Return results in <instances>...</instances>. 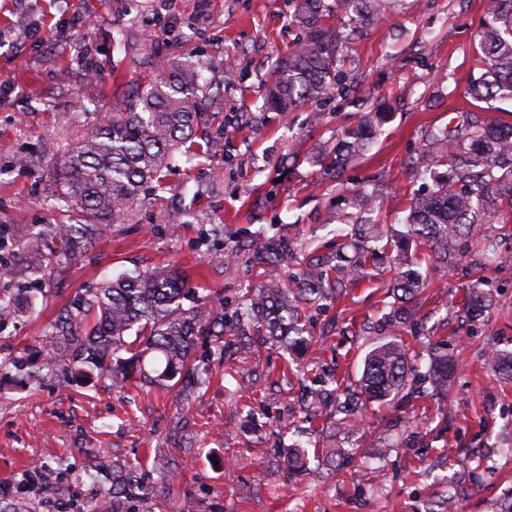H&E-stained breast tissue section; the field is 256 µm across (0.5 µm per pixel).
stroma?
<instances>
[{
	"instance_id": "stroma-1",
	"label": "stroma",
	"mask_w": 512,
	"mask_h": 512,
	"mask_svg": "<svg viewBox=\"0 0 512 512\" xmlns=\"http://www.w3.org/2000/svg\"><path fill=\"white\" fill-rule=\"evenodd\" d=\"M482 19V0H405L345 54L356 103L330 99L283 114L261 93L301 37L289 0H0V79L9 83L0 91V290L17 282L11 228L67 220L47 201L53 164L155 78L159 59L212 66L207 132L224 134L223 153L177 152L165 190L106 227L81 263L52 271L33 309L0 324V358L22 350L44 358L45 327L86 288L157 266L233 308L267 277L250 251L257 230L291 240L292 259L279 269L288 276L308 253H329L359 189L380 185L373 217L402 229L411 197L432 185L414 177L410 159L431 150L430 133L450 118L489 113L464 95L482 71ZM97 59L106 67L92 81ZM376 106L383 115L371 149L341 172L321 167ZM214 224L224 227L220 248L199 242ZM409 261L427 280L412 303L417 327L383 319L396 273L383 258L329 307L306 309L312 342L300 355L249 330L226 334L223 358H211L210 382L193 396L137 377L117 392L96 375L29 385L0 374V512H88L125 464L154 493L122 498L123 512H443L451 490L456 512H512V435L503 429L512 381L483 368L490 350H512V265L484 269L492 303L473 323L466 262L417 250ZM382 336L409 346L411 398L369 402L340 421L306 417L319 380L334 378L341 401L357 391ZM438 343L462 365L444 397L419 391ZM294 443L308 457L292 477L280 450ZM164 461L177 469L170 485L156 471Z\"/></svg>"
}]
</instances>
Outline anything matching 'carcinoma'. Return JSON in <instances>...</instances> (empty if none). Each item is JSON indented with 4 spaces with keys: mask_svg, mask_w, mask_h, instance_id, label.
<instances>
[{
    "mask_svg": "<svg viewBox=\"0 0 512 512\" xmlns=\"http://www.w3.org/2000/svg\"><path fill=\"white\" fill-rule=\"evenodd\" d=\"M393 0H336L348 20L345 25L386 19ZM484 19L477 33L483 72L470 81L467 94L475 101L512 104V0H483ZM325 0H293V21L304 37L279 62L276 78L266 89L265 106L293 112L329 96L348 98L355 84L343 69L345 47L341 27L326 21ZM159 78L132 91L123 111L78 138L52 171L55 199L72 213L69 224H50L34 231L18 225L11 244L32 260L11 293L0 292V322L27 312L33 303L26 281L47 275L51 265L81 260L87 244L103 227L123 224L143 202L146 187L164 184L174 153L195 144L196 127L204 119L202 101L209 80L203 63H160ZM375 132L368 115L345 131L334 153L323 158L329 169H342L350 157L365 153ZM436 155L424 172L436 166L447 171L436 189L411 198L403 231L384 224L345 220L350 231L336 230V252L312 256L302 272L283 285L278 267L290 251L284 240L257 248L255 260L269 270V278L244 300L236 314L218 312L199 298L197 289L174 268L156 267L136 276L122 275L86 289L76 310H66L45 329L50 352L41 363L26 366L21 357L0 363L27 370L33 382L56 371H98L110 378L112 388L124 389L142 373L152 354L163 364L153 378L164 386L180 374L190 384L201 364L224 355V330L251 327L263 340L291 352L309 342L299 314L301 306H329L342 292L368 275L380 256L406 257L412 242L449 265L477 247L488 262L512 264V251L478 235V226L499 216L512 221V123L489 116L460 128L446 126L432 133ZM355 250L352 259L343 250ZM484 280L470 285L467 306L473 319L481 316L491 297ZM424 288L416 272H400L392 284L393 296L410 303ZM191 306L184 307V302ZM129 357L124 358L121 353ZM490 370L512 378V352L497 349L485 356ZM461 365L448 352L431 349L425 383L436 396L448 394V385ZM407 349L398 336L378 339L364 361L359 395L367 400H394L405 385Z\"/></svg>",
    "mask_w": 512,
    "mask_h": 512,
    "instance_id": "1",
    "label": "carcinoma"
}]
</instances>
